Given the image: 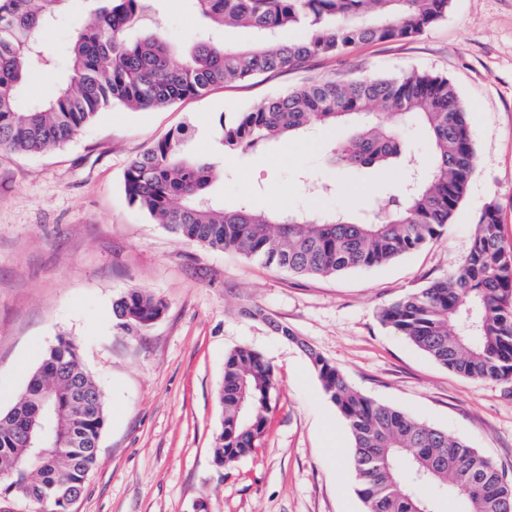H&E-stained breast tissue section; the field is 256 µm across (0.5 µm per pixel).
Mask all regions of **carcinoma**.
Masks as SVG:
<instances>
[{
    "instance_id": "1",
    "label": "carcinoma",
    "mask_w": 512,
    "mask_h": 512,
    "mask_svg": "<svg viewBox=\"0 0 512 512\" xmlns=\"http://www.w3.org/2000/svg\"><path fill=\"white\" fill-rule=\"evenodd\" d=\"M69 2L0 0V150L41 153L66 144L116 105L145 111L215 85L300 68L358 43L410 40L442 20L450 0H190L214 30L246 28L255 40L244 48L198 43L179 59L158 33L131 36L144 0H90V21L73 36L55 95L20 112L30 74L57 64L40 32ZM296 27L305 29L301 41L270 45L278 31ZM347 122L356 124L357 133L333 145L332 164L363 171L396 160L403 173L386 204L358 217L339 211L276 215L246 203L218 206L210 194L213 164L186 155L180 130L131 161L125 193L182 239L290 275L326 277L381 266L439 235L475 172L468 111L447 77L407 70L320 79L219 120L217 134L231 156L312 126ZM410 125L427 139L426 160L402 137ZM500 233L499 207L491 202L456 268L380 312L385 325L436 363L475 380H512V252L501 246ZM163 308L162 300L135 288L116 300L113 312L130 333L151 325ZM308 355L348 425L349 465L366 512H439L444 495L462 499L465 512H512V482L477 449L362 395L334 364L312 350ZM274 384V369L258 350L243 346L224 357L216 467H230L256 450ZM48 393L79 401L82 411L54 422L76 444L55 449V464L40 467L29 461L25 435ZM106 424L104 396L81 364L78 343L59 337L23 393L0 412V473L10 475L0 480V512H21L33 498L46 500L47 512H72L73 494L96 465Z\"/></svg>"
}]
</instances>
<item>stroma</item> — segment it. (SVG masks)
I'll return each mask as SVG.
<instances>
[{
	"label": "stroma",
	"mask_w": 512,
	"mask_h": 512,
	"mask_svg": "<svg viewBox=\"0 0 512 512\" xmlns=\"http://www.w3.org/2000/svg\"><path fill=\"white\" fill-rule=\"evenodd\" d=\"M90 19L74 0L44 34L63 58ZM180 50L208 39L187 0H155L149 16ZM413 68L448 77L470 112L477 167L437 238L388 264L335 277H298L240 255L181 239L129 204L128 163L180 130L189 156L211 162L214 199L262 212L356 213L390 167L355 175L328 160L350 128L312 127L231 158L220 119L288 89L351 75ZM335 185L316 196L304 179ZM499 207L501 244L512 251V0H451L447 16L399 42L355 45L199 97L143 112L116 106L65 145L41 154L0 150V411L25 388L45 349L75 339L103 392L108 423L96 467L73 512H364L346 457V422L310 363L317 352L361 394L466 440L512 478V381L472 380L397 336L380 310L445 277L469 250L487 203ZM139 288L163 315L128 334L112 304ZM288 327L293 339L281 336ZM240 346L274 368L275 392L259 447L233 467L213 462L223 417L224 357Z\"/></svg>",
	"instance_id": "1"
}]
</instances>
